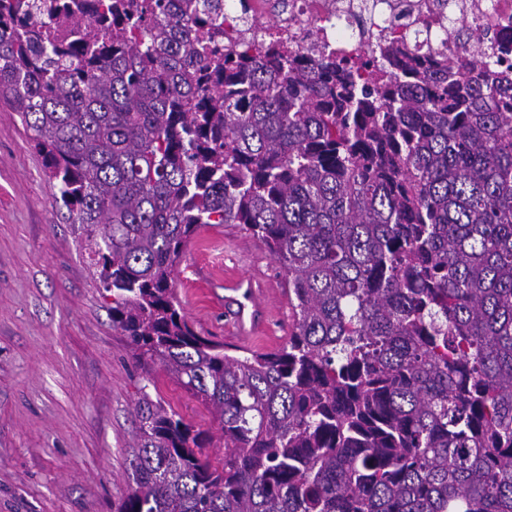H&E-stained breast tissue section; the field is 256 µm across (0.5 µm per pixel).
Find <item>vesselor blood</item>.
<instances>
[{
	"mask_svg": "<svg viewBox=\"0 0 512 512\" xmlns=\"http://www.w3.org/2000/svg\"><path fill=\"white\" fill-rule=\"evenodd\" d=\"M225 241L231 264L217 271L210 262L195 266L196 283L207 285V303L195 315L203 328H212V308L222 306L229 320L224 327L225 344L257 350L274 347L276 331L288 320L285 309L275 298L274 274L270 261L261 252L223 233H206L189 240L187 251H200L208 242Z\"/></svg>",
	"mask_w": 512,
	"mask_h": 512,
	"instance_id": "obj_1",
	"label": "vessel or blood"
}]
</instances>
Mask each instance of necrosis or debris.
Returning a JSON list of instances; mask_svg holds the SVG:
<instances>
[{
	"label": "necrosis or debris",
	"instance_id": "necrosis-or-debris-1",
	"mask_svg": "<svg viewBox=\"0 0 512 512\" xmlns=\"http://www.w3.org/2000/svg\"><path fill=\"white\" fill-rule=\"evenodd\" d=\"M398 9L402 16L396 19L391 8L377 7L375 0H229L224 37H265L259 22L270 15L292 48H306L316 32L339 55H366L375 45L377 31L390 28L404 34L416 29L421 17L436 11L437 0H401ZM447 12L465 16L473 38L512 42V28L504 22L512 16V0H448Z\"/></svg>",
	"mask_w": 512,
	"mask_h": 512
}]
</instances>
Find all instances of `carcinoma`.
<instances>
[{"mask_svg":"<svg viewBox=\"0 0 512 512\" xmlns=\"http://www.w3.org/2000/svg\"><path fill=\"white\" fill-rule=\"evenodd\" d=\"M224 0H0V99L32 130L143 394L118 512H512V70L224 44ZM237 224L283 269L270 351L199 335L175 266Z\"/></svg>","mask_w":512,"mask_h":512,"instance_id":"carcinoma-1","label":"carcinoma"}]
</instances>
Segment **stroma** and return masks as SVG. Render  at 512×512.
Here are the masks:
<instances>
[{
	"label": "stroma",
	"mask_w": 512,
	"mask_h": 512,
	"mask_svg": "<svg viewBox=\"0 0 512 512\" xmlns=\"http://www.w3.org/2000/svg\"><path fill=\"white\" fill-rule=\"evenodd\" d=\"M30 132L0 103V512H117L142 395L216 434L162 367L144 375Z\"/></svg>",
	"instance_id": "obj_1"
}]
</instances>
